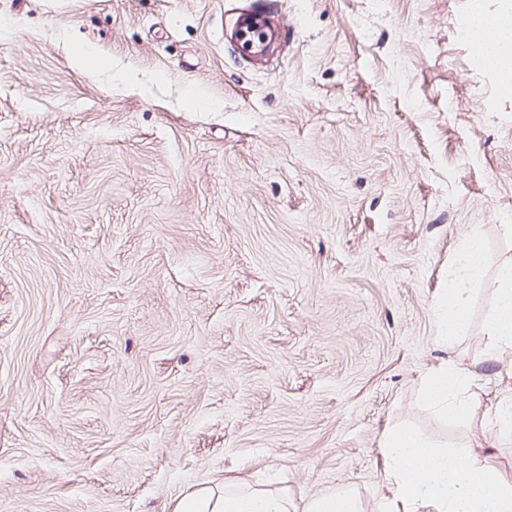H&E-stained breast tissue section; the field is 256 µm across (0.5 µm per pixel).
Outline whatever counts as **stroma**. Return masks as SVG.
<instances>
[{"label":"stroma","instance_id":"35a3bbf8","mask_svg":"<svg viewBox=\"0 0 512 512\" xmlns=\"http://www.w3.org/2000/svg\"><path fill=\"white\" fill-rule=\"evenodd\" d=\"M499 0H0V512H174L202 486L383 512L410 427L512 479V355L433 310L512 256ZM268 17L256 61L237 16ZM475 370L442 420L433 370ZM473 25L481 26V35L474 42H479L481 47L477 50L483 60L490 66H496L502 72H505V79H508L512 85V70H503L499 65L509 62L512 58V13L507 8L494 15L476 12L472 17ZM498 49L507 50V53L501 54L495 60V65L489 61L490 56ZM485 265V250L480 237L469 235L463 242L455 264L448 270V292L435 306L442 337L448 342L458 336L468 321L473 281L479 279ZM360 502L349 493H332L309 501L303 512H363Z\"/></svg>","mask_w":512,"mask_h":512}]
</instances>
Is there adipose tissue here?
I'll use <instances>...</instances> for the list:
<instances>
[{
  "instance_id": "1",
  "label": "adipose tissue",
  "mask_w": 512,
  "mask_h": 512,
  "mask_svg": "<svg viewBox=\"0 0 512 512\" xmlns=\"http://www.w3.org/2000/svg\"><path fill=\"white\" fill-rule=\"evenodd\" d=\"M472 21L481 27L479 55L495 58L500 65L512 61V11L479 12ZM484 265L483 243L478 235H469L448 271V292L435 307L442 336L455 338L465 327L471 284L481 277ZM493 295L484 324L490 361L512 352L511 257L496 268ZM473 380L472 371L448 362L427 377L425 399L440 416L460 418L471 409L465 393ZM383 452L390 460L384 478L390 502L406 505L412 512H512V482L478 455L434 447L408 429L390 433ZM176 512H363V507L351 494L332 493L309 501L299 511L287 492L236 483L218 490L197 489L182 498Z\"/></svg>"
}]
</instances>
